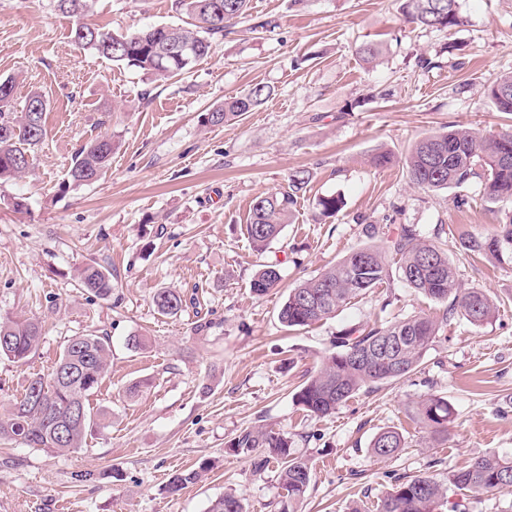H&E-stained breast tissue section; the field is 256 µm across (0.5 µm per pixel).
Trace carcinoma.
Listing matches in <instances>:
<instances>
[{
    "mask_svg": "<svg viewBox=\"0 0 512 512\" xmlns=\"http://www.w3.org/2000/svg\"><path fill=\"white\" fill-rule=\"evenodd\" d=\"M95 0H56L57 9L82 25H73V43L121 67L143 72L155 81L175 79L200 59L208 56L213 42L224 35L228 24L246 16L249 0H176V7L190 19L188 26H146L133 31L114 32L87 22ZM406 18L428 29L459 25L458 0H407ZM10 93L0 94V180L25 175L30 158L46 135L47 101L37 92L23 106ZM271 88L257 84L247 92L224 99L206 113L203 123L219 126L236 122L260 106ZM488 97L499 112L512 114V75H505L488 88ZM114 141L103 136L90 140L75 154L63 187L95 183L106 172ZM409 181L419 188H458L475 179L482 182L483 195L492 202L512 201V133L479 135L450 129L418 140L405 159ZM310 175L293 172L288 189L257 197L250 207L246 233L253 248L264 250L289 223L300 193ZM460 246L470 256L491 257L512 263V214L489 236L464 233ZM397 260L407 285L432 301L445 304L435 316L414 315L372 327L352 328L340 337L339 351L330 354L321 367L296 392L297 402L310 413L326 416L352 398L363 387L397 381L413 373L423 362L440 329L455 314L482 326L497 306L483 291L462 289L457 284L448 250L418 238L416 230L404 225L385 245H365L350 251L336 265L292 289L281 306L279 319L289 328L307 327L336 313L350 299L377 287L387 276L388 258ZM281 274L274 265L259 269L251 290L263 296L279 286ZM79 288L99 299L112 296V273L96 261L86 263L77 274ZM153 304L163 315H176L184 306L183 295L161 289ZM45 332L40 321L6 316L0 318V358L24 365L38 349ZM109 337L82 334L67 340L51 371L31 376L24 392L10 409L0 414V438L19 439L30 448L48 454L75 452L86 436L102 424L106 413H92L90 397L104 383L110 366ZM45 391L47 410L29 404L33 385ZM79 405L83 418L60 436L53 435L52 414H62ZM418 420L432 436L448 435L453 409L448 400L427 396L417 401ZM407 447L406 436L394 429L375 435L370 450L380 460L390 459ZM238 454L253 455L254 470L263 472L275 463L287 501L281 512H299L313 473L309 461L296 455L288 438L271 431L246 430L232 444ZM208 469L205 463L173 475L164 487L177 495L198 483ZM475 494L512 491V458L495 453L476 457L468 466L448 473V484L432 475L399 479L381 499L380 512H442L448 490ZM209 512H245L243 500L226 493L215 499Z\"/></svg>",
    "mask_w": 512,
    "mask_h": 512,
    "instance_id": "1",
    "label": "carcinoma"
}]
</instances>
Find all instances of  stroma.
<instances>
[{"label":"stroma","mask_w":512,"mask_h":512,"mask_svg":"<svg viewBox=\"0 0 512 512\" xmlns=\"http://www.w3.org/2000/svg\"><path fill=\"white\" fill-rule=\"evenodd\" d=\"M403 2L249 0L247 17L209 56L156 83L75 46L73 20L54 0H0V78L16 77L17 100L37 91L48 102L29 174L0 181V316L33 318L46 331L26 364L0 358V412L70 337L112 342L109 375L90 401L108 412L106 426L57 456L0 439V512H208L227 492L246 512H279L277 466L255 473L231 449L261 427L288 437L312 466L300 512H378L396 478L444 481L478 455L512 457V264L476 263L459 247L461 233H491L512 202L488 201L476 181L421 189L401 165L418 139L450 127L512 130L486 93L512 73V0H458L460 24L441 31L407 22ZM182 20L174 0H99L90 18L115 31ZM258 21L271 30L249 32ZM370 40L383 52L366 63L356 50ZM257 84L272 94L245 119L203 124ZM106 134L115 142L106 175L60 191L80 146ZM383 151L395 164L374 167ZM298 170L310 175L306 192L280 236L255 251L245 233L254 199L286 189ZM331 195L344 206L322 216L318 202ZM16 196L26 209L12 208ZM371 224L384 238L405 224L443 245L461 287L491 295L497 312L478 327L455 316L409 377L314 416L294 394L347 330L442 311L393 269L335 317L296 329L280 322L289 289L366 243ZM92 259L112 273L109 299L76 286V269ZM271 264L279 287L255 295V272ZM163 288L180 291L183 311H157L152 297ZM135 335L150 346L131 348ZM146 378L150 386L128 398ZM427 394L454 408L447 437L430 439L418 422ZM390 427L408 444L377 459L370 443ZM204 462L201 482L164 492L172 475ZM77 471L98 477L79 483Z\"/></svg>","instance_id":"stroma-1"}]
</instances>
